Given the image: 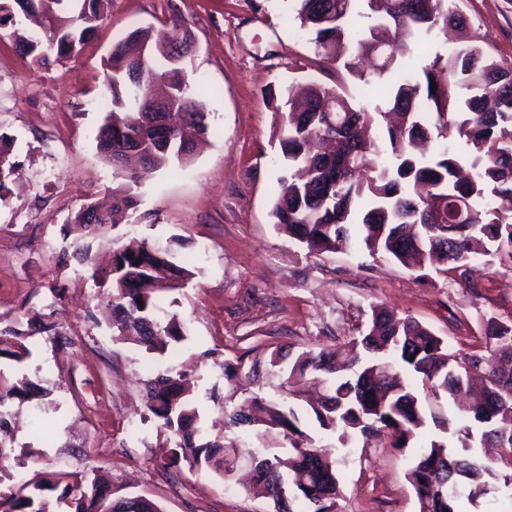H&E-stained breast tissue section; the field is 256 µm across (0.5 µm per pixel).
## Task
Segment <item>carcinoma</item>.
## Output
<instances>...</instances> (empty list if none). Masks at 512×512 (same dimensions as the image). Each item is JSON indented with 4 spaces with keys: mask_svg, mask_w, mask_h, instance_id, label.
Here are the masks:
<instances>
[{
    "mask_svg": "<svg viewBox=\"0 0 512 512\" xmlns=\"http://www.w3.org/2000/svg\"><path fill=\"white\" fill-rule=\"evenodd\" d=\"M295 19L309 36L315 53L358 76L363 85L379 83L388 108L371 110L354 96L312 82L301 96L283 86L270 91L269 102L282 116L277 135L289 169L297 170L278 195L271 216L280 232L319 256L333 251L330 242L364 244L373 254L397 261L417 278L428 271L454 272L468 278L475 272L476 245H490L512 258V66L505 67L477 41L470 40L446 55L437 54L421 68L411 70L413 49L400 38L407 30L423 42L448 31H464L467 19L452 0H294ZM23 4L32 15L44 17L41 33L33 35L19 24L9 27L16 48L48 68L76 56L86 32L97 30L108 18L111 0H5L0 2V25L11 20L12 4ZM356 16L369 19L355 33ZM175 43L187 57L192 53L186 36L150 40L140 29L112 46L105 63L101 106L108 110L96 142L103 159L112 165L119 182L112 188V210L99 224L130 223L137 207V179L125 169V150L131 134L142 133V112L129 101V86L142 79L143 88L162 81L187 105L185 120L172 129L171 144L149 141L143 161L164 168L191 156L197 139L209 133L207 113L198 109L195 91L184 64L172 65L160 44ZM138 44L154 48L150 55L135 53ZM436 91H431V84ZM336 101L335 143L326 149L327 113L321 103ZM400 115V125L382 130V140L368 139L366 131L378 117ZM436 140L440 148L427 158L414 147ZM470 157L471 174L460 176L456 144ZM14 138L0 134V201L12 174ZM468 200L470 224H433L430 213ZM133 258H128V255ZM193 276L185 266L169 261V253L144 240L130 239L114 249L112 268L101 272L111 282L112 335L136 344L148 353L165 354L185 339L186 329L176 313L162 312L156 291H175ZM18 330L0 331V355L23 362L29 356ZM482 353L458 355L442 337L417 320L383 306H371L365 333L356 340V354L339 361L329 350L302 351L295 356L280 346L265 360L252 361L248 374L273 373L281 385L309 380L323 394L307 403L320 428L338 434L345 446L351 436L388 432L396 448L415 445L421 428L432 420L438 433L410 458L405 477L412 486L419 512H464V502L475 503L488 494L498 478L494 462L471 453L474 443L495 445L512 458V322L494 317L483 329ZM40 391L25 375L0 367V469L7 459L10 423L1 409L15 399H33ZM146 408L160 428L170 434L171 454L162 469L181 464L209 469L228 480V463L241 449L211 433L202 421L186 375L159 372L147 382ZM455 412L437 411L441 399ZM256 414L224 411V429L251 428L259 437L276 440L253 449L256 466L267 483L254 487L268 493L271 483L291 481L288 501L276 512H292L290 502L301 499L311 512H323L335 503L321 504L313 489L325 476L333 478L331 492L339 493L336 447L325 445L302 429V415L285 399L255 396ZM453 476L448 494H430L432 482ZM161 512L150 499L127 502L114 496L112 484L70 479L37 485L26 493L0 492V512Z\"/></svg>",
    "mask_w": 512,
    "mask_h": 512,
    "instance_id": "cac0c4a2",
    "label": "carcinoma"
}]
</instances>
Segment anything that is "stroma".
<instances>
[{"instance_id": "obj_1", "label": "stroma", "mask_w": 512, "mask_h": 512, "mask_svg": "<svg viewBox=\"0 0 512 512\" xmlns=\"http://www.w3.org/2000/svg\"><path fill=\"white\" fill-rule=\"evenodd\" d=\"M468 34L512 63V0H454ZM194 39L189 75L213 129L186 163L144 174L137 224L99 226L91 263L69 258L80 232L68 224L83 204L111 200L116 182L95 136L96 100L114 41L172 22ZM312 81L357 91L351 75L315 54L292 0H112L110 16L77 58L44 69L0 37V133L15 139V174L0 204V330L24 332L20 371L47 390L8 405L13 453L0 490L34 487L60 473L102 474L119 495H141L161 512H273L247 482L186 466L162 470L166 433L145 407V382L170 369L191 376L201 417L222 424L242 400L220 364L293 351L344 350L382 304L442 336L451 351L481 345L486 318L512 320V258L483 255L473 282L416 279L366 247L311 256L279 232L271 211L284 164L270 88ZM144 239L193 276L160 304L186 327L165 355L114 340L106 288L93 275L115 241ZM51 327L29 332L35 316ZM412 449L390 435H354L336 454L338 512H417L405 478Z\"/></svg>"}]
</instances>
